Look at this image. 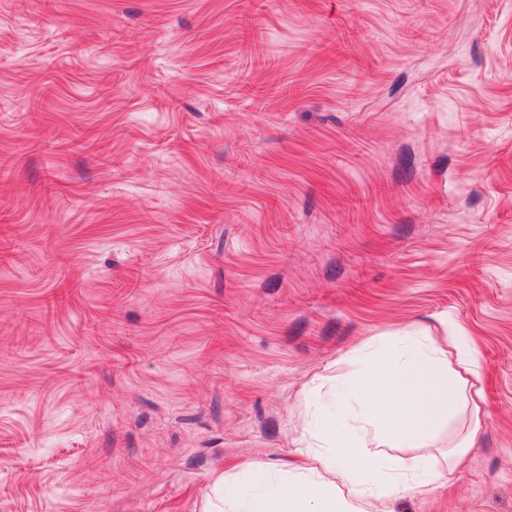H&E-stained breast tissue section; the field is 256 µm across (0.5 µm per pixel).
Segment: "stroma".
<instances>
[{"label":"stroma","instance_id":"1","mask_svg":"<svg viewBox=\"0 0 512 512\" xmlns=\"http://www.w3.org/2000/svg\"><path fill=\"white\" fill-rule=\"evenodd\" d=\"M451 324L485 414L389 512H512V0H0V512H222Z\"/></svg>","mask_w":512,"mask_h":512}]
</instances>
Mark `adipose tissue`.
<instances>
[{
  "mask_svg": "<svg viewBox=\"0 0 512 512\" xmlns=\"http://www.w3.org/2000/svg\"><path fill=\"white\" fill-rule=\"evenodd\" d=\"M478 366L468 337L453 330L444 343L412 340L397 357L371 366L352 361L353 381L337 386L317 407L309 442L313 467L243 493L225 485L224 512H366L393 489L436 483L441 473L427 460L407 465L390 450L431 445L453 418L479 426L484 398ZM361 423L373 428L380 445L376 453L351 438Z\"/></svg>",
  "mask_w": 512,
  "mask_h": 512,
  "instance_id": "1",
  "label": "adipose tissue"
}]
</instances>
